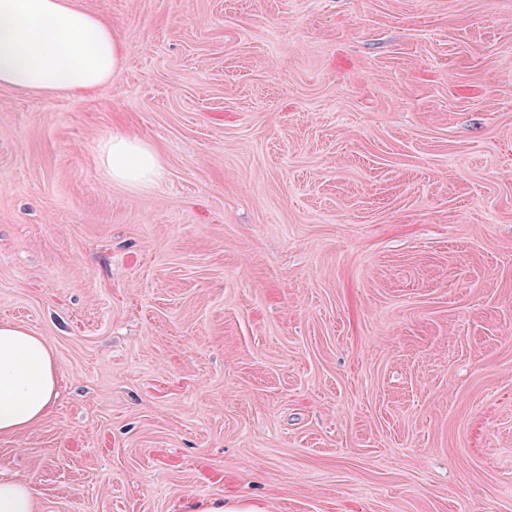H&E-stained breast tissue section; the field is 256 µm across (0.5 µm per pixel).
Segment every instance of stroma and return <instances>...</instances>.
<instances>
[{
	"label": "stroma",
	"instance_id": "stroma-1",
	"mask_svg": "<svg viewBox=\"0 0 512 512\" xmlns=\"http://www.w3.org/2000/svg\"><path fill=\"white\" fill-rule=\"evenodd\" d=\"M126 52L0 87V438L38 512H512V0H80ZM115 133L160 178L112 181ZM61 379L53 351L29 330L0 325V436L18 435L52 408ZM188 507L185 512H263L259 506H245L239 501L225 498L188 504Z\"/></svg>",
	"mask_w": 512,
	"mask_h": 512
}]
</instances>
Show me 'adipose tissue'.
I'll return each instance as SVG.
<instances>
[{
    "label": "adipose tissue",
    "mask_w": 512,
    "mask_h": 512,
    "mask_svg": "<svg viewBox=\"0 0 512 512\" xmlns=\"http://www.w3.org/2000/svg\"><path fill=\"white\" fill-rule=\"evenodd\" d=\"M125 47L115 27L77 0H0V87L43 94H82L107 83ZM112 181L155 183L154 149L117 134L102 150ZM61 379L53 351L29 330L0 325V436L18 435L52 408Z\"/></svg>",
    "instance_id": "1"
}]
</instances>
